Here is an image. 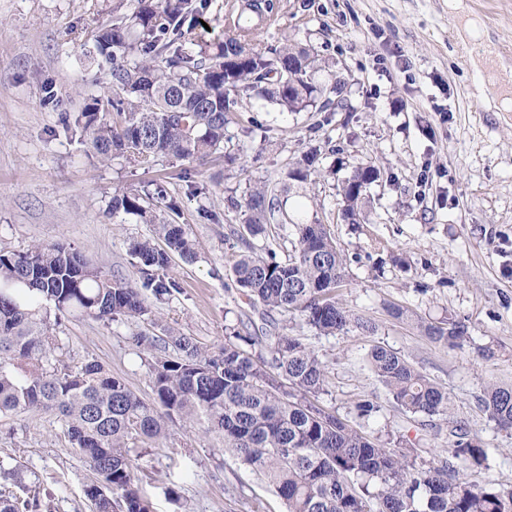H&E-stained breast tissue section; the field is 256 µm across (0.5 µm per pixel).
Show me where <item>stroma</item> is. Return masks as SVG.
<instances>
[{
	"mask_svg": "<svg viewBox=\"0 0 512 512\" xmlns=\"http://www.w3.org/2000/svg\"><path fill=\"white\" fill-rule=\"evenodd\" d=\"M506 71H512V0H463ZM276 22L260 27L251 45L295 41L311 48L348 80V112H286L254 100L252 122L227 128L223 151L203 166L161 159L136 169L122 158L100 160L86 140L67 132L77 115L112 82V66L85 57L88 32L110 17L113 0H0V250L23 251L60 242L107 274L135 277L132 240L151 225L113 214L115 192L164 183L181 210L197 257H173L169 276L179 293L152 305L146 318L103 323L62 319L57 334L73 362L96 360L141 397L152 398L150 355L137 335L168 329L203 348L223 344L230 328L259 315L229 288L244 246L288 258L297 248L292 225L270 224L251 235L245 200L256 187L279 182L310 148H321L318 172L283 195L288 212L325 224L346 258L340 299L371 321L373 333L352 328L323 335L299 318L281 317L291 335L325 362L328 384L319 405L358 431L405 439L417 465L445 452V435L405 412L370 370L379 344L399 352L445 387L455 416L486 453L471 481L512 488V432L499 429L480 405L486 385L512 384V112L492 109L495 89L475 88V73L448 16V0H280ZM329 70L318 80L330 84ZM340 146L332 154L324 143ZM381 171L358 209L341 216L339 190L357 164ZM204 187L190 196L189 182ZM408 311L406 320L389 309ZM465 322L470 343L431 341L415 318ZM370 399L379 410L357 417ZM224 442L175 428L173 439L140 459L138 486L154 512H286L261 476L225 455ZM19 470L22 482L6 478ZM95 478L87 461L49 413L0 420V487L25 497L50 490L48 512H92L84 489ZM175 489L170 500L166 489Z\"/></svg>",
	"mask_w": 512,
	"mask_h": 512,
	"instance_id": "stroma-1",
	"label": "stroma"
}]
</instances>
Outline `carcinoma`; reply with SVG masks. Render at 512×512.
Here are the masks:
<instances>
[{"instance_id": "1", "label": "carcinoma", "mask_w": 512, "mask_h": 512, "mask_svg": "<svg viewBox=\"0 0 512 512\" xmlns=\"http://www.w3.org/2000/svg\"><path fill=\"white\" fill-rule=\"evenodd\" d=\"M129 13L113 7L112 19L88 36L89 57L112 63L107 95L88 102L64 128L80 131L103 160L121 157L134 168L161 158L204 164L224 147L230 114L248 112L259 97L287 112H308L324 95L317 58L295 44L252 50L246 42L259 26L275 21L276 0H238L224 41L212 48L195 40L208 0H134ZM346 80L337 78L326 111L349 112ZM319 149L301 156L286 177L305 183L316 171ZM380 170L357 166L342 185L349 213ZM252 235L267 224H292L298 249L285 261L252 251L239 255L232 283L247 304L261 309L264 327L247 325L224 336L210 351L174 330L164 343L137 336L151 355L153 397L146 400L105 367L88 360L67 363L56 326L61 316L113 322L152 313L146 295L171 297L178 283L168 276L170 254L196 259L195 241L183 224L157 210L179 213L161 184L112 196V213L139 217L153 237L129 252L137 278L108 275L64 244H35L22 252L0 251V418L53 412L95 480L85 488L93 512H153L138 487L136 448L171 437L176 422L224 439V449L264 477L288 512H512V489L479 485L460 475L453 460L480 468L484 448L454 418L448 391L405 357L382 345L368 355L371 371L394 402L432 428L450 424L448 456L426 469L401 448H389L351 428L313 402L325 391L326 365L275 315L297 316L324 335L372 326L338 298L345 259L323 224L281 211L277 186L252 191L245 202ZM161 239L159 248L154 240ZM433 341L461 348L469 327L452 318L419 322ZM263 352L256 354L253 348ZM487 417L512 431V385H492L481 399ZM35 493L21 499L0 490V512H39Z\"/></svg>"}]
</instances>
